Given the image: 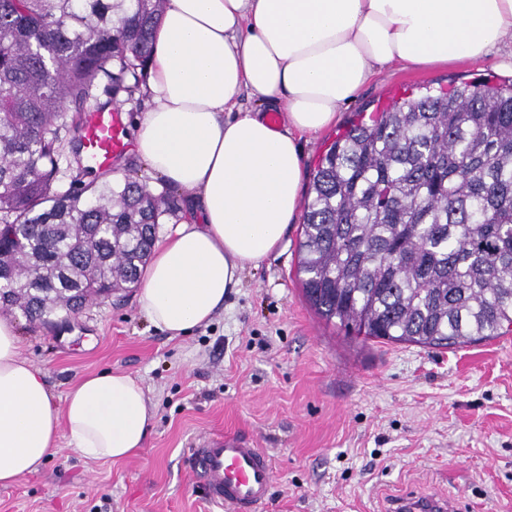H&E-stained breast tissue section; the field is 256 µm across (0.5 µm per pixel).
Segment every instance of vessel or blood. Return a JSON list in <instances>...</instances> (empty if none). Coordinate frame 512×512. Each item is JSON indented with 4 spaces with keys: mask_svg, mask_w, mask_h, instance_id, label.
I'll list each match as a JSON object with an SVG mask.
<instances>
[{
    "mask_svg": "<svg viewBox=\"0 0 512 512\" xmlns=\"http://www.w3.org/2000/svg\"><path fill=\"white\" fill-rule=\"evenodd\" d=\"M77 140L85 167L93 171L111 170L129 148L123 115L114 109L86 112ZM189 454L199 488L217 512H261L270 497L273 469L249 437H209ZM388 512H456V503L445 496L401 494L391 500Z\"/></svg>",
    "mask_w": 512,
    "mask_h": 512,
    "instance_id": "vessel-or-blood-1",
    "label": "vessel or blood"
}]
</instances>
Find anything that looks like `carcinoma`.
<instances>
[{"instance_id": "obj_1", "label": "carcinoma", "mask_w": 512, "mask_h": 512, "mask_svg": "<svg viewBox=\"0 0 512 512\" xmlns=\"http://www.w3.org/2000/svg\"><path fill=\"white\" fill-rule=\"evenodd\" d=\"M0 0V307L31 322L138 281L176 208L132 177L54 186L99 88L132 96L167 0ZM297 275L326 322L437 349L512 327V86L351 121L314 168Z\"/></svg>"}]
</instances>
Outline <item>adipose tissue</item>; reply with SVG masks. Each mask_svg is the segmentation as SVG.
Instances as JSON below:
<instances>
[{"label":"adipose tissue","instance_id":"obj_1","mask_svg":"<svg viewBox=\"0 0 512 512\" xmlns=\"http://www.w3.org/2000/svg\"><path fill=\"white\" fill-rule=\"evenodd\" d=\"M135 152L190 212L156 241L139 304L170 336L208 324L243 272L281 246L301 207L302 137L335 125L376 72L488 60L512 72V0H169ZM257 108L240 111L239 97ZM284 107L286 129L267 110ZM0 316V486L58 453L122 460L152 420L132 375L82 377L57 405Z\"/></svg>","mask_w":512,"mask_h":512}]
</instances>
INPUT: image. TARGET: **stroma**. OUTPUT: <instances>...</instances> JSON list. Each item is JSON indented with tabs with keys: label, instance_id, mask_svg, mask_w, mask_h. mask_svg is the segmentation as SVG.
Here are the masks:
<instances>
[{
	"label": "stroma",
	"instance_id": "1",
	"mask_svg": "<svg viewBox=\"0 0 512 512\" xmlns=\"http://www.w3.org/2000/svg\"><path fill=\"white\" fill-rule=\"evenodd\" d=\"M512 73L390 66L341 112L370 113L403 92ZM302 218L279 252L242 274L204 326L169 337L140 309L138 288L47 328L9 310L20 355L63 402L85 375L132 374L154 414L146 442L120 461L70 447L0 487V512H213L185 462L204 437L238 431L274 464L262 512H384L424 490L459 512H512V332L456 350L360 343L306 303L296 275Z\"/></svg>",
	"mask_w": 512,
	"mask_h": 512
}]
</instances>
